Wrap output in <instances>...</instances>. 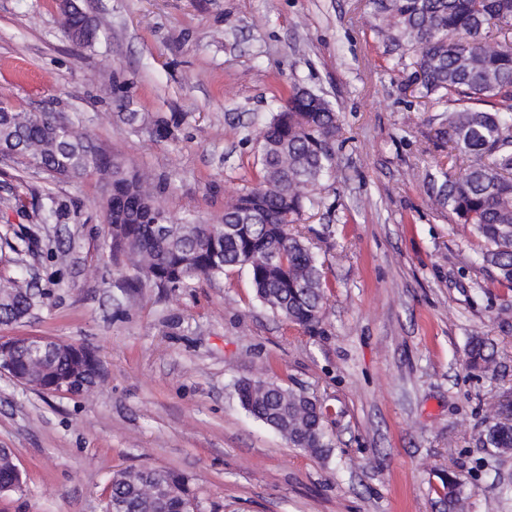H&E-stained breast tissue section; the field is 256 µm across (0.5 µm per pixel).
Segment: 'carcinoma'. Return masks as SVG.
<instances>
[{
    "label": "carcinoma",
    "mask_w": 512,
    "mask_h": 512,
    "mask_svg": "<svg viewBox=\"0 0 512 512\" xmlns=\"http://www.w3.org/2000/svg\"><path fill=\"white\" fill-rule=\"evenodd\" d=\"M377 33L412 51L424 96L442 106L440 132L453 146L443 181L430 195L458 224L483 241L481 259L495 279L512 288V0H369ZM66 37L84 34V17L62 13ZM132 86L114 88L113 113L133 133L171 135L169 121L131 108ZM339 132L336 110L324 96L294 87L284 105L258 132L260 177L224 206V223L195 216L173 222L162 205L166 182L134 170L103 152L71 121L50 112H0V145L17 147L40 168L72 181L90 173L103 183L107 220L103 251L125 272L130 288H188L195 280L219 278L244 268L256 297L288 324L319 328L327 282L311 241L292 228L333 169L331 142ZM472 158L463 170L457 163ZM40 221L62 218L55 197L40 205ZM46 293L24 278L0 273V324L19 322L44 304ZM96 361L86 348L60 344L48 351L33 342L17 356L18 373L29 383L61 382L92 373ZM473 370L495 364L494 349L474 337L466 351ZM245 411L268 423L295 448L314 456L331 450L324 432L326 410L301 391L271 379H244L236 388ZM481 441L512 451V415L499 413L485 425ZM18 474L11 449L0 450V494L14 491ZM448 512H461L453 480L443 486ZM185 481L156 469L114 475L108 512H186Z\"/></svg>",
    "instance_id": "obj_1"
}]
</instances>
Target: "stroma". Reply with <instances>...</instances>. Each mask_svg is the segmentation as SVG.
Instances as JSON below:
<instances>
[{"mask_svg":"<svg viewBox=\"0 0 512 512\" xmlns=\"http://www.w3.org/2000/svg\"><path fill=\"white\" fill-rule=\"evenodd\" d=\"M99 36L75 49L57 0H0V102L79 120L106 152L165 178L163 204L219 224L257 177L259 128L292 87L338 112L334 168L299 228L328 284L319 333L288 326L246 270L191 287H127L106 266L98 175L75 183L22 157L0 161V236L11 274L35 277L43 306L0 336H42L95 352L101 378L80 396L0 374V448L21 491L0 512H105L116 472L185 479L198 512H512V453L483 447L512 405V288L481 242L428 201L451 144L408 60L371 27L365 0H82ZM111 64L137 111L174 135H135L113 118ZM65 207L40 223L46 195ZM497 369L468 368L471 337ZM270 378L328 414L320 458L240 405L235 386Z\"/></svg>","mask_w":512,"mask_h":512,"instance_id":"35a3bbf8","label":"stroma"}]
</instances>
